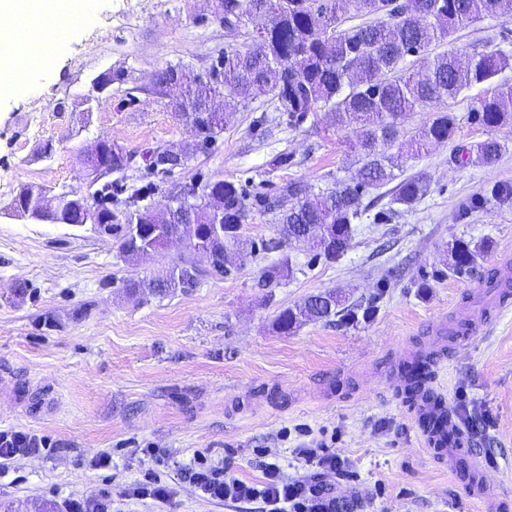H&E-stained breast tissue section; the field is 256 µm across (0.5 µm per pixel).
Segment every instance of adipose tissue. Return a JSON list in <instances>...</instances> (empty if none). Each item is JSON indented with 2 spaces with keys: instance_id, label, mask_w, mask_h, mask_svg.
I'll list each match as a JSON object with an SVG mask.
<instances>
[{
  "instance_id": "ef3b65f1",
  "label": "adipose tissue",
  "mask_w": 512,
  "mask_h": 512,
  "mask_svg": "<svg viewBox=\"0 0 512 512\" xmlns=\"http://www.w3.org/2000/svg\"><path fill=\"white\" fill-rule=\"evenodd\" d=\"M76 0H0V85L8 86L20 58L21 43L44 41V22L70 15ZM37 14L41 25H27L28 16Z\"/></svg>"
}]
</instances>
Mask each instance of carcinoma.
<instances>
[{
	"instance_id": "cac0c4a2",
	"label": "carcinoma",
	"mask_w": 512,
	"mask_h": 512,
	"mask_svg": "<svg viewBox=\"0 0 512 512\" xmlns=\"http://www.w3.org/2000/svg\"><path fill=\"white\" fill-rule=\"evenodd\" d=\"M427 12L420 18L401 17L396 0H224L220 22L237 33L238 23L261 17L256 48L243 52L235 44L224 46V55L200 78V86L170 102L172 112L187 127L191 140L183 155L200 152L216 140L209 98L228 96L247 101L258 86L272 93L279 112L301 122L311 112L324 111L330 125L342 129L355 120L361 124L356 141L350 144L357 179L311 192L304 183L290 180L276 196L258 199L274 214L278 236L269 239L265 250L282 251L292 245L309 244L326 261L340 258L350 247L352 224L366 211L364 197L372 190L390 186V203L410 208L430 191V177L416 173L398 178L399 156L392 148L399 140L400 119L418 109L429 110L428 118L407 141L408 151L418 156L437 143L456 137L457 126L449 102L475 86L489 84L494 92L480 101L473 120L488 131L473 145L455 146L450 162L459 166L494 164L503 145L490 134L512 121V85L496 78L512 69V51L497 49L478 53L466 65L456 53L444 52L420 70L406 68V57L420 54L444 42L461 27L493 14H512V0H424ZM374 17L371 22L346 25L349 7ZM131 154L122 148L106 147L105 161L119 174L129 167ZM174 159L163 148L153 149L144 163L148 174H167ZM100 184L89 197L69 200L73 212L96 211L93 224L100 235L115 236L120 257L135 260L152 254L140 247L152 225L145 213L124 203L120 223H112L114 180L91 177ZM203 191L189 215L177 218L171 228L179 231L186 249L193 250L195 237H209L213 269L228 272V251L238 239L241 225L253 201L231 180H198ZM221 211L224 233L210 234L214 211ZM475 251L466 244L454 250L453 270L473 268ZM199 270L188 256L172 263L164 277L129 279L123 283L133 295L161 294L169 288H192ZM341 297L335 292L311 295L303 305L282 310L277 327L286 332L306 321H322L338 313Z\"/></svg>"
}]
</instances>
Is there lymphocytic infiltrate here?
Returning a JSON list of instances; mask_svg holds the SVG:
<instances>
[{
	"label": "lymphocytic infiltrate",
	"mask_w": 512,
	"mask_h": 512,
	"mask_svg": "<svg viewBox=\"0 0 512 512\" xmlns=\"http://www.w3.org/2000/svg\"><path fill=\"white\" fill-rule=\"evenodd\" d=\"M299 455L314 470L312 484L286 477L276 463L266 464L261 483L249 482L233 474L231 462L213 461L201 451L182 465L180 473L182 480L208 501H259L263 512H336V501L324 481L326 475L342 472L335 450L319 439L300 449Z\"/></svg>",
	"instance_id": "1"
}]
</instances>
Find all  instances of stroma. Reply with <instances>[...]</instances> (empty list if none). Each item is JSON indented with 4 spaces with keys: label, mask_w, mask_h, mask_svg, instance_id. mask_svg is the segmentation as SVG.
Here are the masks:
<instances>
[{
    "label": "stroma",
    "mask_w": 512,
    "mask_h": 512,
    "mask_svg": "<svg viewBox=\"0 0 512 512\" xmlns=\"http://www.w3.org/2000/svg\"><path fill=\"white\" fill-rule=\"evenodd\" d=\"M91 22L0 97V432L49 444L0 469V506L12 512H58L67 497L112 494V512H257L253 503L200 499L178 480L195 452L231 461L235 476L260 482L264 466L309 478L296 452L335 438L346 475H328L337 512H490L470 498L473 462L492 486L512 492V296L489 294L496 273L512 285V206L459 208L496 181L512 182V124L494 131L504 145L490 166L456 167L454 143L485 139L472 121L486 89L452 105L454 142L421 157L402 153L399 171L429 174L420 203L389 219L364 214L348 251L333 262L293 248L290 278L259 283L282 255L263 250L276 237L271 214L253 208L230 272L213 274L196 256L199 282L136 299L123 280L165 275L180 241L127 262L116 238L90 226L46 224L4 214L21 187L88 196L87 150L109 140L135 160L123 197L163 210L204 175L232 180L250 195L275 193L290 180L313 189L354 177L349 145L358 124L332 127L325 116L288 123L271 94L224 98V130L203 153L168 174L145 175L147 147L177 149L189 138L168 99L152 91L159 69L208 72L231 41L215 17L217 0H88ZM459 59L512 50V15L487 16L441 46ZM121 72L104 92L92 81ZM287 153L286 168L271 169ZM478 252L471 272L452 271L457 243ZM32 294L17 292L19 283ZM336 291L345 314L281 333L275 318L312 295ZM435 352L428 393L450 410L466 404L476 428L460 434L450 462L428 448L413 400L396 377L408 361ZM160 449L156 471L177 490L172 505L128 496L143 475L140 448ZM110 454L112 465L95 468Z\"/></svg>",
    "instance_id": "35a3bbf8"
}]
</instances>
